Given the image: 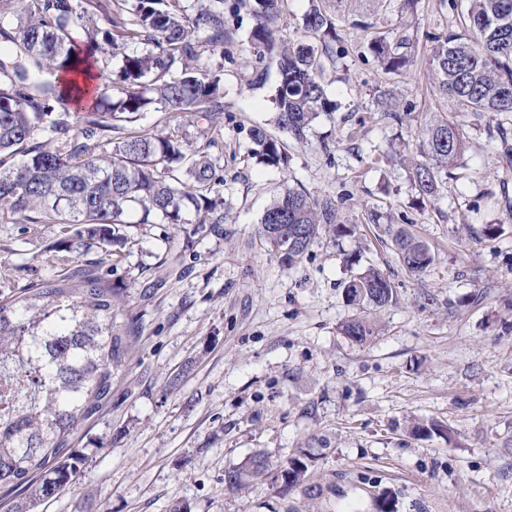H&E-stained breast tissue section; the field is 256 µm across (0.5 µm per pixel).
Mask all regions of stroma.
Returning <instances> with one entry per match:
<instances>
[{
  "label": "stroma",
  "mask_w": 512,
  "mask_h": 512,
  "mask_svg": "<svg viewBox=\"0 0 512 512\" xmlns=\"http://www.w3.org/2000/svg\"><path fill=\"white\" fill-rule=\"evenodd\" d=\"M467 7L322 0L337 33L322 80L338 108L307 143L287 141L280 171L249 153L250 129L274 127L277 66L249 42V9L224 0V130L210 149L224 167V221L200 224L189 212L181 224L128 225L111 279L137 337L111 401L75 439L92 451L76 487L37 512H76L83 498L90 512H377L378 491L394 495L397 512H512V157L498 118L437 98L430 69L438 39ZM400 31L412 64L384 73L367 43ZM386 94L403 122L380 112ZM439 112L462 123L467 150L423 202L410 160ZM289 187L331 204L352 230L317 238L293 267L259 234L266 205ZM489 224L504 229L490 242ZM393 227L435 252L420 277L400 266ZM58 238L51 224H0V291L56 278L46 258ZM369 266L397 292L378 311L343 296ZM357 316L379 328L362 345L340 331ZM432 419L447 434L412 435L413 422ZM301 450L317 459L322 498L264 478L240 490L224 483L254 453L276 467Z\"/></svg>",
  "instance_id": "obj_1"
}]
</instances>
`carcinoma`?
Wrapping results in <instances>:
<instances>
[{"label":"carcinoma","instance_id":"1","mask_svg":"<svg viewBox=\"0 0 512 512\" xmlns=\"http://www.w3.org/2000/svg\"><path fill=\"white\" fill-rule=\"evenodd\" d=\"M89 0H0V223L61 224L65 237L48 260H73L97 247L112 255L125 244L118 233L127 216L139 224H181L193 209L199 224L224 223L223 167L208 152L224 128L223 64L211 55L224 46V0L191 15L183 0H122L118 11ZM284 0H252L253 45L273 55L279 73L274 123L296 141L313 122L336 111L321 82L323 54L302 38L280 39L274 25ZM465 26L433 48L436 92L477 114L512 116V0H472ZM17 34H12L13 26ZM304 32L330 48L333 21L317 6ZM131 43L141 51L125 52ZM410 40L373 38L368 50L387 73L410 64ZM121 58L118 71L113 60ZM115 77L89 88L92 70ZM155 110L188 125L203 123L208 144L196 147L176 131H129ZM260 164L288 167L277 136L249 132ZM467 149L462 125L436 119L420 146L424 160L413 181L423 198L438 195L442 174ZM328 207L287 190L261 217L260 235L280 251L286 235L297 249L280 257L299 263L320 234L340 236ZM400 265L419 276L433 263L430 249L403 228L391 233ZM124 289L112 284L103 261L17 292H0V487L22 495L14 512H34L40 502L76 484L89 455L74 449L80 427L112 398L114 379L127 366L134 321L122 318ZM351 305L378 310L395 297L390 278L369 267L344 283ZM356 344L375 334L356 317L341 326ZM315 458L288 459L279 474L285 488L320 496L305 482ZM272 473L263 454L229 469L231 489Z\"/></svg>","mask_w":512,"mask_h":512}]
</instances>
